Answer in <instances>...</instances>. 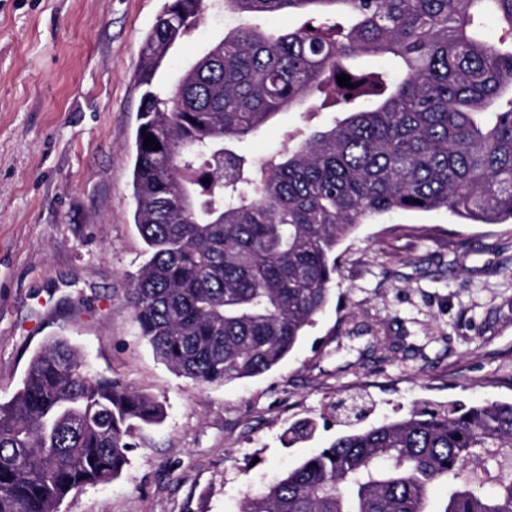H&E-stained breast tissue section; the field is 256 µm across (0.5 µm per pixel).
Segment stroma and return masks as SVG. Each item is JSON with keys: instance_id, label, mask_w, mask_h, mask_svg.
<instances>
[{"instance_id": "35a3bbf8", "label": "stroma", "mask_w": 512, "mask_h": 512, "mask_svg": "<svg viewBox=\"0 0 512 512\" xmlns=\"http://www.w3.org/2000/svg\"><path fill=\"white\" fill-rule=\"evenodd\" d=\"M165 0H0V402L48 340L154 397L111 484L60 512H237L339 435L416 408L512 401V220L445 211L375 216L336 248L326 309L277 368L201 386L159 361L124 298L145 260L131 151L141 44ZM239 17L208 13L156 84L174 83ZM283 112L242 141L285 149ZM314 435L289 444L296 421Z\"/></svg>"}]
</instances>
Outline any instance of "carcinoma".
Instances as JSON below:
<instances>
[{"label": "carcinoma", "instance_id": "1", "mask_svg": "<svg viewBox=\"0 0 512 512\" xmlns=\"http://www.w3.org/2000/svg\"><path fill=\"white\" fill-rule=\"evenodd\" d=\"M210 4L167 0L141 48L132 175L148 259L125 289L155 355L201 386L265 374L293 351L329 302L336 246L366 220L512 219V0H223L226 13L308 20L241 23L175 87H154ZM361 55L396 67L351 63ZM308 99L330 126L285 129L288 149L260 163L237 148ZM161 417L75 347L45 344L0 403V512H59L72 491L111 483L133 430ZM238 512H512V401L342 434Z\"/></svg>", "mask_w": 512, "mask_h": 512}]
</instances>
